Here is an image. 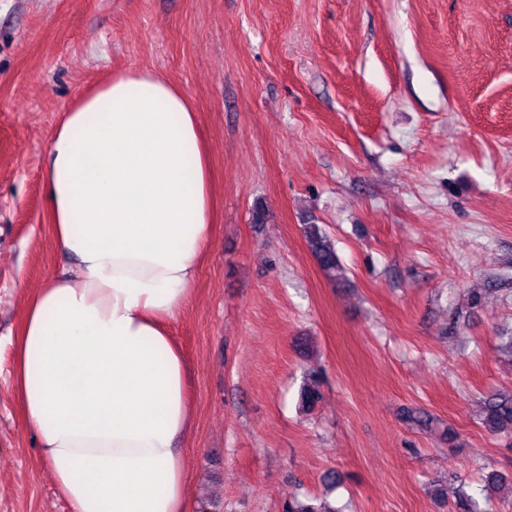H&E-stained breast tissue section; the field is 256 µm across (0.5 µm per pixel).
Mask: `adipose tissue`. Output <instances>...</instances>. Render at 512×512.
Segmentation results:
<instances>
[{"mask_svg": "<svg viewBox=\"0 0 512 512\" xmlns=\"http://www.w3.org/2000/svg\"><path fill=\"white\" fill-rule=\"evenodd\" d=\"M45 180L72 264L27 302L21 408L73 512H184L192 409L171 325L214 222L198 116L158 73L112 75L62 112Z\"/></svg>", "mask_w": 512, "mask_h": 512, "instance_id": "ef3b65f1", "label": "adipose tissue"}]
</instances>
